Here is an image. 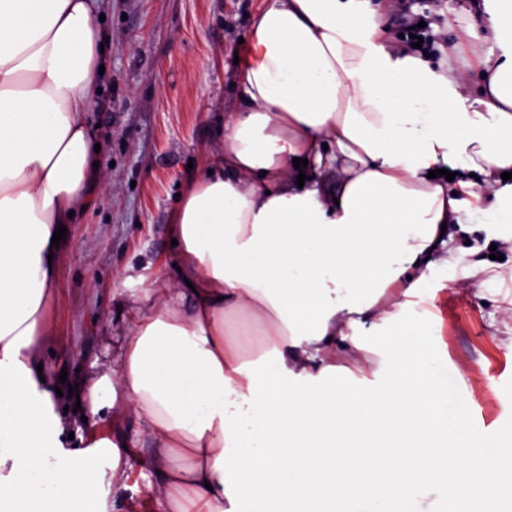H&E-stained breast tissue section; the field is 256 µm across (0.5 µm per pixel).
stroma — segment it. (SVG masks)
<instances>
[{"label": "stroma", "mask_w": 512, "mask_h": 512, "mask_svg": "<svg viewBox=\"0 0 512 512\" xmlns=\"http://www.w3.org/2000/svg\"><path fill=\"white\" fill-rule=\"evenodd\" d=\"M262 0H101L110 36L97 127L102 182L93 205L69 225L60 245L50 334L40 350L53 375H66L73 405L85 381L111 363L135 303L176 286V249L168 226L179 187L199 176L204 158L224 143V114L238 105L235 57L245 56L250 15ZM426 16L432 58L468 71L494 42L469 43L480 18L474 0H417L389 22L407 45L410 15ZM479 277L438 293L448 384L482 436L512 423V313L478 301ZM156 477L149 458L132 463L123 484H104L108 512H150Z\"/></svg>", "instance_id": "stroma-1"}]
</instances>
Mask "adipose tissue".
Listing matches in <instances>:
<instances>
[{"instance_id": "obj_1", "label": "adipose tissue", "mask_w": 512, "mask_h": 512, "mask_svg": "<svg viewBox=\"0 0 512 512\" xmlns=\"http://www.w3.org/2000/svg\"><path fill=\"white\" fill-rule=\"evenodd\" d=\"M394 7L264 0L224 148L169 226L185 285L137 305L114 367L87 382L86 411L125 405L136 437L69 449L38 352L51 239L98 177L107 34L97 0H0V506L99 501V455L122 482L146 441L155 512H329L374 474L405 503L451 483L464 500L512 492L501 442L469 429L460 397L438 401L430 288L458 280L462 226L512 243V0H482L467 36L501 52L467 73L395 46ZM450 430L447 452L422 447Z\"/></svg>"}]
</instances>
